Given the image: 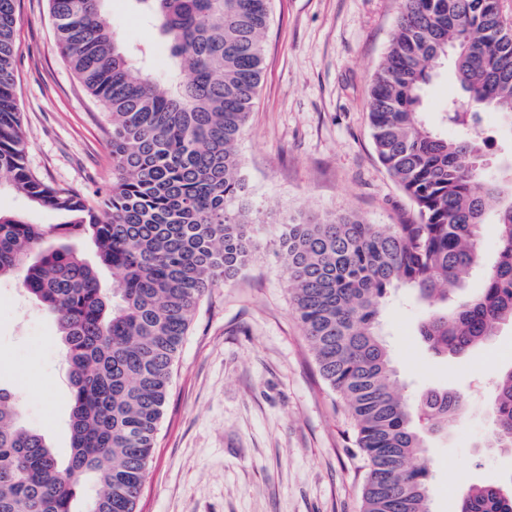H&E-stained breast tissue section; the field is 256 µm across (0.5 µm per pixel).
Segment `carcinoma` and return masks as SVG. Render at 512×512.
<instances>
[{
	"mask_svg": "<svg viewBox=\"0 0 512 512\" xmlns=\"http://www.w3.org/2000/svg\"><path fill=\"white\" fill-rule=\"evenodd\" d=\"M167 44L174 74L133 63L106 0H49L57 45L111 119L112 185L96 205L30 171L14 74L16 0H0V171L63 223L0 214V280L16 278L51 314L69 363L70 452L20 424L0 388V512H137L172 366L199 300L237 275L253 247L236 145L261 79L269 0H131ZM489 0H401L368 104L380 163L414 205V224L351 214L288 219L284 262L303 335L322 378L348 405L367 460L363 512H429L425 435L462 415L464 397L396 390L381 338L384 299L412 290L418 333L440 355L488 343L512 321V162L483 167L481 115L512 120V31ZM454 45L448 54V45ZM449 64L462 94L438 125L425 90ZM459 130L448 137V126ZM499 248L485 264L480 228ZM88 238L96 263L71 241ZM112 270V290L99 269ZM484 286L449 303L460 275ZM494 446L512 447V369L495 384ZM457 512H512V488L481 485Z\"/></svg>",
	"mask_w": 512,
	"mask_h": 512,
	"instance_id": "1",
	"label": "carcinoma"
}]
</instances>
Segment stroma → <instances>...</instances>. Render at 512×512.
Listing matches in <instances>:
<instances>
[{
	"label": "stroma",
	"mask_w": 512,
	"mask_h": 512,
	"mask_svg": "<svg viewBox=\"0 0 512 512\" xmlns=\"http://www.w3.org/2000/svg\"><path fill=\"white\" fill-rule=\"evenodd\" d=\"M399 0H270L264 63L238 143L255 250L244 269L201 299L175 360L139 512H361L366 467L346 404L321 378L294 309L281 242L290 217L350 213L371 224L418 214L379 162L368 120L375 69ZM17 97L26 162L56 187L96 203L112 183L110 121L61 57L48 0H17ZM122 39L169 52L130 0H109ZM0 212L39 224L59 216L0 176ZM411 298L390 294L384 340L401 394L462 392L464 428L426 438L429 508L455 512L474 485L512 487V449L488 445L497 379L512 368V324L462 357L428 350ZM56 322L0 281V388L16 393L21 424L69 452L71 394Z\"/></svg>",
	"instance_id": "35a3bbf8"
}]
</instances>
